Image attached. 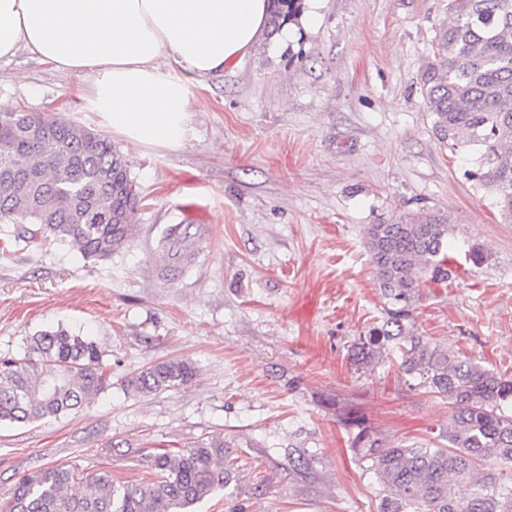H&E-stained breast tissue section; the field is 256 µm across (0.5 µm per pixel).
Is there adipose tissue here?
Segmentation results:
<instances>
[{
  "instance_id": "adipose-tissue-1",
  "label": "adipose tissue",
  "mask_w": 512,
  "mask_h": 512,
  "mask_svg": "<svg viewBox=\"0 0 512 512\" xmlns=\"http://www.w3.org/2000/svg\"><path fill=\"white\" fill-rule=\"evenodd\" d=\"M269 0H0V60L27 52L87 75L84 108L131 144L177 149L189 87L265 36ZM171 71H163L161 59Z\"/></svg>"
}]
</instances>
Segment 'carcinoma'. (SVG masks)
<instances>
[{
  "mask_svg": "<svg viewBox=\"0 0 512 512\" xmlns=\"http://www.w3.org/2000/svg\"><path fill=\"white\" fill-rule=\"evenodd\" d=\"M268 36L300 13L301 0H272ZM450 25L439 30L437 58L422 74L437 134L453 145L480 146L472 176L489 188L512 223V0H448ZM27 113L0 111V223L35 225L15 241L40 237L87 257L107 258L132 235L139 191L124 154L106 136L62 116L31 131ZM453 228L422 213L370 224L365 242L391 308L347 349L356 371L374 370L400 354L404 375L448 400L452 415L440 448L392 445L366 419L344 408L339 424L381 487L378 512H512V377L407 330L421 279L445 282L455 258L446 252ZM196 375L186 359L151 365L127 381L148 394L177 388ZM110 386L96 343L57 327L32 337L24 356L0 360V421L29 423L84 405ZM288 462L316 463L291 448ZM150 478L121 483L104 471L95 491L79 493L70 469L49 467L19 480L8 512H191L225 489L238 469L230 444H201L149 456ZM470 488L459 493L460 485Z\"/></svg>",
  "mask_w": 512,
  "mask_h": 512,
  "instance_id": "1",
  "label": "carcinoma"
}]
</instances>
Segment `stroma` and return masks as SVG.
I'll return each mask as SVG.
<instances>
[{
	"instance_id": "stroma-1",
	"label": "stroma",
	"mask_w": 512,
	"mask_h": 512,
	"mask_svg": "<svg viewBox=\"0 0 512 512\" xmlns=\"http://www.w3.org/2000/svg\"><path fill=\"white\" fill-rule=\"evenodd\" d=\"M317 27L264 39L237 66L189 88L178 149L117 140L141 201L135 232L104 259L54 242L14 241L0 223V359L38 331L91 337L112 384L79 411L0 421V512L14 485L62 465L88 492L111 471L148 477L161 448L234 441L239 476L194 512H378L379 486L351 450L337 407L355 406L394 445L435 446L447 400L411 385L398 361L357 372L349 345L388 305L365 228L444 215L457 271L424 282L408 327L512 376V223L470 178L475 147L439 139L421 75L448 0H321ZM65 76L22 52L0 60V103L99 131ZM200 212L207 235L182 273L160 281L164 229ZM492 258L476 267L465 243ZM184 358L195 378L139 395L129 378ZM317 456L313 469L288 451Z\"/></svg>"
}]
</instances>
